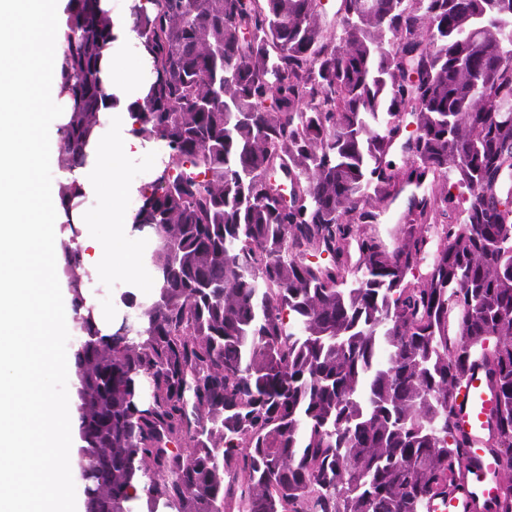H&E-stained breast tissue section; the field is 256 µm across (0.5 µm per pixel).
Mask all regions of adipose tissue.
Masks as SVG:
<instances>
[{
    "instance_id": "ef3b65f1",
    "label": "adipose tissue",
    "mask_w": 512,
    "mask_h": 512,
    "mask_svg": "<svg viewBox=\"0 0 512 512\" xmlns=\"http://www.w3.org/2000/svg\"><path fill=\"white\" fill-rule=\"evenodd\" d=\"M64 2L42 9L33 0H0V512H79L65 495L75 476L69 449L77 418L45 382L67 370L51 338L67 331L73 316L69 304L57 301L45 225L78 227L83 261L99 274L132 278L137 272L127 249L133 216L126 200L134 188L125 168L140 145L129 134L128 106L152 74L146 63L135 71L126 68L135 43L112 0H101L111 13L114 39L104 52L100 78L115 104L101 113L84 162L58 174L85 201L94 199V206H61L36 174L69 110L53 63L61 38L53 16ZM47 107L54 121L44 131L33 118ZM99 224L116 225L117 231L97 235L92 228Z\"/></svg>"
}]
</instances>
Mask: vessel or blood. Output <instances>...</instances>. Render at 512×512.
<instances>
[{"mask_svg":"<svg viewBox=\"0 0 512 512\" xmlns=\"http://www.w3.org/2000/svg\"><path fill=\"white\" fill-rule=\"evenodd\" d=\"M460 435L467 443L465 465L448 489L445 501L431 504V512H496L504 492L497 479L499 454L493 446V394L484 364L474 365L455 402Z\"/></svg>","mask_w":512,"mask_h":512,"instance_id":"obj_1","label":"vessel or blood"}]
</instances>
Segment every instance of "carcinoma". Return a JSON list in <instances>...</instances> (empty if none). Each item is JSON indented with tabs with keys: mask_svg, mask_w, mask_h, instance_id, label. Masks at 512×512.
<instances>
[{
	"mask_svg": "<svg viewBox=\"0 0 512 512\" xmlns=\"http://www.w3.org/2000/svg\"><path fill=\"white\" fill-rule=\"evenodd\" d=\"M150 303L103 335L59 241L85 512H428L486 361L512 478V0H132ZM100 0H68L79 165L108 107ZM406 157L398 169L395 151ZM390 247L369 232L400 197ZM328 253L326 262L304 256Z\"/></svg>",
	"mask_w": 512,
	"mask_h": 512,
	"instance_id": "1",
	"label": "carcinoma"
}]
</instances>
